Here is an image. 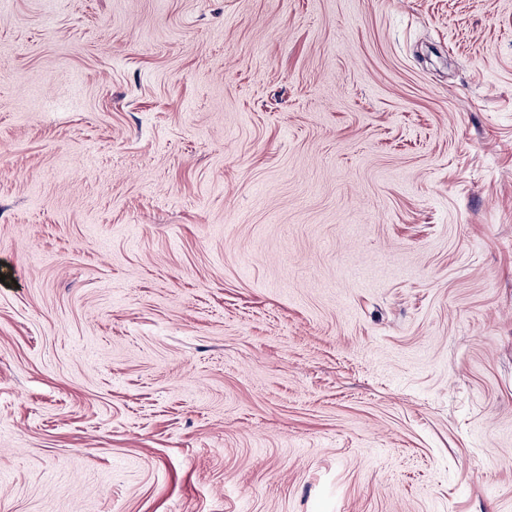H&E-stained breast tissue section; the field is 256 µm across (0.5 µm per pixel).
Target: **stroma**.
Returning <instances> with one entry per match:
<instances>
[{
    "label": "stroma",
    "mask_w": 512,
    "mask_h": 512,
    "mask_svg": "<svg viewBox=\"0 0 512 512\" xmlns=\"http://www.w3.org/2000/svg\"><path fill=\"white\" fill-rule=\"evenodd\" d=\"M0 512H512V0H0Z\"/></svg>",
    "instance_id": "35a3bbf8"
}]
</instances>
